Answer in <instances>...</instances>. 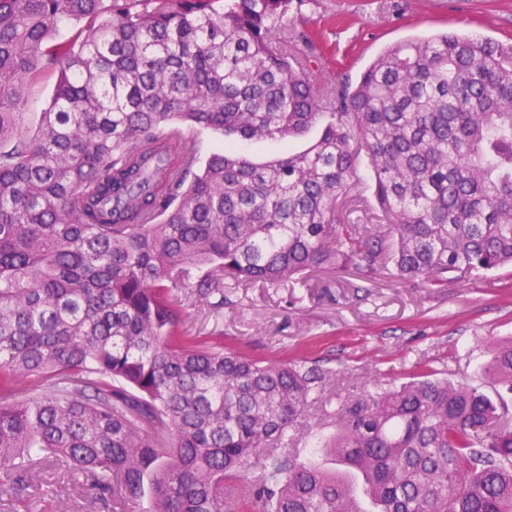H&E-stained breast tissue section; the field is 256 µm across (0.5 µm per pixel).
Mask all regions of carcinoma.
Here are the masks:
<instances>
[{"mask_svg":"<svg viewBox=\"0 0 512 512\" xmlns=\"http://www.w3.org/2000/svg\"><path fill=\"white\" fill-rule=\"evenodd\" d=\"M292 4L0 0V486L51 451L88 496L152 512H512V419L478 388L420 370L338 393L317 363L184 330L175 288L218 311L227 284L321 268L442 285L512 265V49L407 40L327 103L278 38ZM318 123L264 164L237 147ZM201 129L235 138L202 166L181 136ZM362 154L389 253L337 212ZM482 373L512 392V341ZM55 83L56 77L51 73L44 76L29 93L25 101L24 112H28L32 118H37L41 112H44L51 101Z\"/></svg>","mask_w":512,"mask_h":512,"instance_id":"carcinoma-1","label":"carcinoma"}]
</instances>
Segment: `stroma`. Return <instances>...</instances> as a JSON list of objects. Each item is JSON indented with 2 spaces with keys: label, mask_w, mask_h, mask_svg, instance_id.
Instances as JSON below:
<instances>
[{
  "label": "stroma",
  "mask_w": 512,
  "mask_h": 512,
  "mask_svg": "<svg viewBox=\"0 0 512 512\" xmlns=\"http://www.w3.org/2000/svg\"><path fill=\"white\" fill-rule=\"evenodd\" d=\"M446 31L512 46V0H303L289 13L287 48L329 96L387 46ZM360 283L350 267L309 272L294 290L243 285L226 290L218 315L196 289L178 294L190 334L220 329L225 347L251 357L319 362L337 388L400 384L421 361L512 406V393L479 372L492 342L512 338L511 268L441 286L388 273L374 288ZM0 512H112V502L85 496L55 455L38 461L31 486L0 494Z\"/></svg>",
  "instance_id": "obj_1"
}]
</instances>
